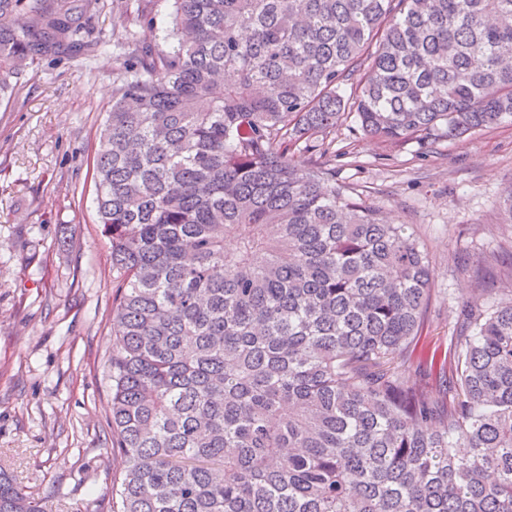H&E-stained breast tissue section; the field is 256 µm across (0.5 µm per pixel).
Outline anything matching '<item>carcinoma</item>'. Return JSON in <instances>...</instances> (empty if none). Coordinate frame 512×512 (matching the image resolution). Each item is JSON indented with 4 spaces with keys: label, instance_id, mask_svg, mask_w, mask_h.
<instances>
[{
    "label": "carcinoma",
    "instance_id": "carcinoma-1",
    "mask_svg": "<svg viewBox=\"0 0 512 512\" xmlns=\"http://www.w3.org/2000/svg\"><path fill=\"white\" fill-rule=\"evenodd\" d=\"M72 2L0 0V93L96 51ZM156 2L92 159L112 512H512V301L471 289L409 381L426 249L321 161L345 115L393 145L512 122V0H170L160 34ZM0 512H41L1 470Z\"/></svg>",
    "mask_w": 512,
    "mask_h": 512
}]
</instances>
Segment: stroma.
<instances>
[{"mask_svg":"<svg viewBox=\"0 0 512 512\" xmlns=\"http://www.w3.org/2000/svg\"><path fill=\"white\" fill-rule=\"evenodd\" d=\"M138 0H102L94 57L46 58L0 99V469L44 512H111L127 466L112 435L117 273L96 221L90 163ZM324 160L425 241L435 295L423 343L447 347L469 289L512 299V123L400 146L353 119Z\"/></svg>","mask_w":512,"mask_h":512,"instance_id":"1","label":"stroma"}]
</instances>
